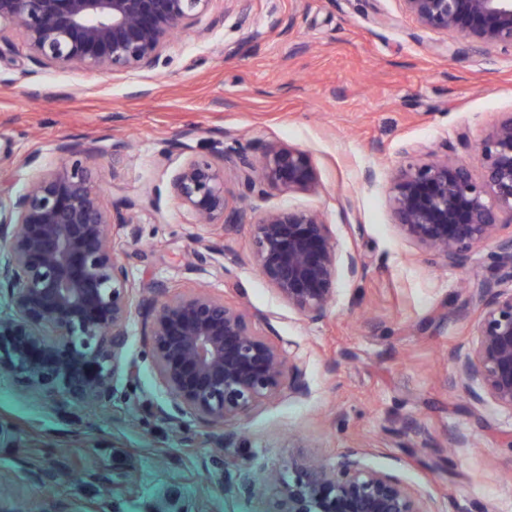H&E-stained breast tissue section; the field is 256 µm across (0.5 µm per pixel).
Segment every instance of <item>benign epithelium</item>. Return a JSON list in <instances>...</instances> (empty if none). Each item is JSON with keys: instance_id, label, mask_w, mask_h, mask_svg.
I'll use <instances>...</instances> for the list:
<instances>
[{"instance_id": "obj_1", "label": "benign epithelium", "mask_w": 512, "mask_h": 512, "mask_svg": "<svg viewBox=\"0 0 512 512\" xmlns=\"http://www.w3.org/2000/svg\"><path fill=\"white\" fill-rule=\"evenodd\" d=\"M215 0H0V22L20 28L29 60L40 69L104 72L152 69L175 33L198 29ZM424 32L453 34L479 52L512 49V0H400ZM59 163L40 171L0 214V380L75 406L107 407L125 361L128 323L139 312L143 348L169 404L161 417H188L203 429H224L286 392L309 393L303 360L248 313L206 290L173 294L157 283L144 294L113 247L114 234L136 223L152 198L111 209L92 170L100 155L63 140ZM421 148L392 177L391 212L400 233L444 265L462 266L473 248L495 245L498 275L473 296L471 344L454 359L451 384L476 403L512 411V113L496 122L480 147L481 175L448 155L421 162ZM238 175L230 194L226 168ZM195 223L248 227L253 261L279 298L311 323L323 321L340 276L362 278L368 266L345 247L323 216L284 207L256 212L248 202L274 192L314 194L320 182L305 151L270 143L258 158L222 145L190 156L169 182ZM361 446L334 463L299 455L288 476L258 484L239 468L224 494L266 498V512H437V488L413 486L366 461Z\"/></svg>"}]
</instances>
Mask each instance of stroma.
Returning a JSON list of instances; mask_svg holds the SVG:
<instances>
[{"label": "stroma", "instance_id": "stroma-1", "mask_svg": "<svg viewBox=\"0 0 512 512\" xmlns=\"http://www.w3.org/2000/svg\"><path fill=\"white\" fill-rule=\"evenodd\" d=\"M209 18L206 36L180 34L152 70L36 71L25 52L1 58L0 204L34 174L32 155L56 165L59 140L101 152L107 206L155 195L115 240L136 285L204 286L272 314L278 339L304 361L309 394L259 404L226 447L220 432L164 421L156 408L166 398L132 315L126 354L138 374H116L113 406L65 415L0 381V476L15 489L0 496V512L17 501L28 512H265L261 500L225 496L221 465L261 480L301 449L333 462L357 443L375 467L415 485L434 481L439 512H512V411L450 384L453 356L473 334L470 293L492 277L494 248L444 266L401 235L389 206L408 144L480 174L487 130L512 113V54L488 58L460 41L435 55L437 34L421 32L399 0H248L229 13L215 0ZM226 136L255 156L270 143L305 151L321 191L276 193L264 208L320 211L368 265L366 277H340L324 322L308 323L277 296L248 230L193 224L169 192L184 158ZM119 140L129 147L111 156ZM204 246L211 273L188 272V256ZM462 435L464 451L455 446ZM41 467L58 472L53 486L30 479Z\"/></svg>", "mask_w": 512, "mask_h": 512}]
</instances>
